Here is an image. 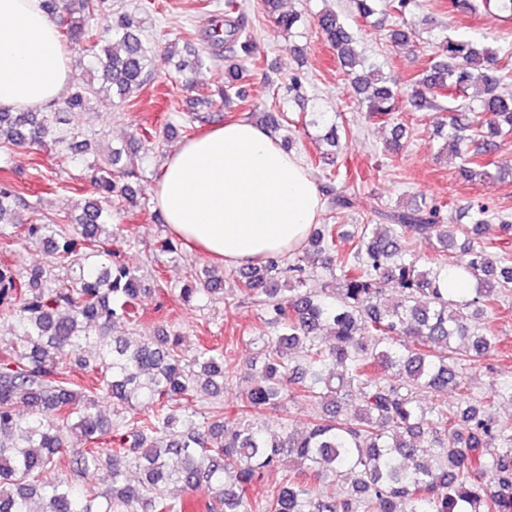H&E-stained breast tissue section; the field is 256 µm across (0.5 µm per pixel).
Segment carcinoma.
I'll return each instance as SVG.
<instances>
[{"label":"carcinoma","mask_w":512,"mask_h":512,"mask_svg":"<svg viewBox=\"0 0 512 512\" xmlns=\"http://www.w3.org/2000/svg\"><path fill=\"white\" fill-rule=\"evenodd\" d=\"M108 0H44L50 13L69 16L66 43L89 57L87 70L99 74V91L119 100L142 90L154 75L158 42L147 39L129 15L109 17ZM367 21L385 10L401 17L414 0H350ZM279 32L297 29L301 17L280 11V0H261ZM239 4L225 0L224 20L202 36L191 68L224 60L217 95L232 109L245 102L247 64L257 61L256 45L233 16ZM317 29L366 107L368 118L395 120L398 93L380 69L363 70L352 47L353 34L334 11L317 16ZM512 81V65L497 64L496 53L478 49L464 36L436 43V58L414 79L407 106L436 113L448 128L449 151L462 161L467 181L491 177L482 156L512 138V98L497 94ZM452 92L456 104L438 100ZM489 113L494 120L483 119ZM310 124L327 128L336 145V120L311 112ZM53 117L39 112L0 111V149L31 147L51 135ZM119 152L102 160L91 175L99 198L84 202L76 224H15L22 238L39 243L52 263L69 274L56 280L52 269L21 272L0 262V311L13 335L0 340V512H254L251 488L263 472L287 459L298 464L288 483L265 500L263 512H512V415L490 417L485 408L512 405V379L495 381L486 396L465 393L467 372L501 340L471 328L470 318L493 308L512 291V261H495L482 237L495 215L479 209L471 224H443L440 208L421 201L379 212L382 224H361L347 236L350 251L336 249L334 224L314 228L306 245L332 271L337 288H304L306 268L271 257L241 272L237 289L259 298L263 329L248 341L263 343L254 384L242 395L234 423L215 406L203 419L189 411L198 389H224V351L200 346L186 358L178 334L156 332L132 344L110 335L118 315L136 317L148 292L141 276L105 248L112 236V210L137 195L135 168H120ZM332 208L349 207L326 175ZM20 194L0 183V232ZM419 238L439 253L456 246L463 258L452 268L467 273L476 287L460 298L444 288L448 268L416 271L407 237ZM180 239L156 243L160 254L177 255ZM293 282L295 288L280 284ZM392 289L400 301L382 306ZM224 292V274L206 267L179 289L185 302ZM397 369L391 382L382 369ZM454 388L463 395L455 407L437 402L426 410L418 393L440 398ZM316 409L311 427L294 434L282 427L268 435L261 417L284 405L293 392ZM103 399L140 405L114 420L100 410ZM28 410H16L18 401ZM181 424L180 434L171 432ZM70 461V476L58 464ZM103 487L78 484L89 469ZM354 476L350 494L339 498L310 485L343 474ZM201 485L208 496L177 499L168 486Z\"/></svg>","instance_id":"cac0c4a2"}]
</instances>
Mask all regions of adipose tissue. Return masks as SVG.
<instances>
[{
  "label": "adipose tissue",
  "instance_id": "1",
  "mask_svg": "<svg viewBox=\"0 0 512 512\" xmlns=\"http://www.w3.org/2000/svg\"><path fill=\"white\" fill-rule=\"evenodd\" d=\"M41 0H0V109L60 99L70 68ZM169 231L227 266L298 247L324 199L309 170L267 129L240 120L173 150L153 189Z\"/></svg>",
  "mask_w": 512,
  "mask_h": 512
}]
</instances>
